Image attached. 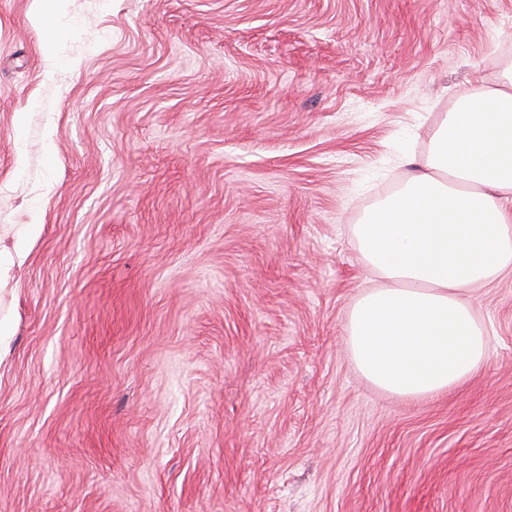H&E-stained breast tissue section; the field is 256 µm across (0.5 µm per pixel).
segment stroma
<instances>
[{"instance_id": "35a3bbf8", "label": "stroma", "mask_w": 512, "mask_h": 512, "mask_svg": "<svg viewBox=\"0 0 512 512\" xmlns=\"http://www.w3.org/2000/svg\"><path fill=\"white\" fill-rule=\"evenodd\" d=\"M510 61L512 0H0V512H512V272L450 392L346 335L356 224Z\"/></svg>"}]
</instances>
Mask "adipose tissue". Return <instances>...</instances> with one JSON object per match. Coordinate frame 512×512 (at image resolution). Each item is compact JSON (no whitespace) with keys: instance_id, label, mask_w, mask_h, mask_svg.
Returning <instances> with one entry per match:
<instances>
[{"instance_id":"obj_1","label":"adipose tissue","mask_w":512,"mask_h":512,"mask_svg":"<svg viewBox=\"0 0 512 512\" xmlns=\"http://www.w3.org/2000/svg\"><path fill=\"white\" fill-rule=\"evenodd\" d=\"M383 281L349 316L352 357L386 393L447 391L488 357L466 292L512 271V63L461 99L427 156L355 227Z\"/></svg>"}]
</instances>
